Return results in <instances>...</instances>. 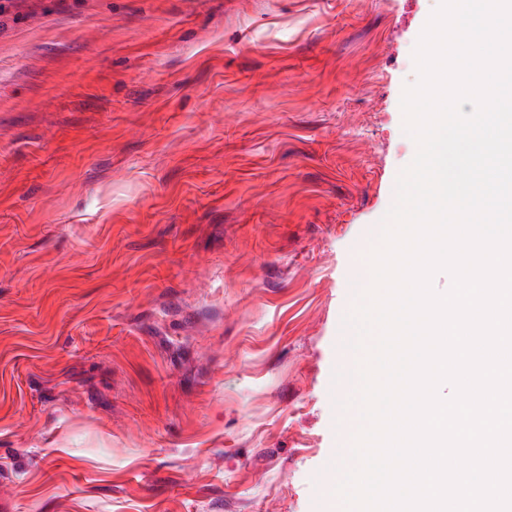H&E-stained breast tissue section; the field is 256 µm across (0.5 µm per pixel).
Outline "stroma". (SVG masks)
<instances>
[{
	"label": "stroma",
	"mask_w": 512,
	"mask_h": 512,
	"mask_svg": "<svg viewBox=\"0 0 512 512\" xmlns=\"http://www.w3.org/2000/svg\"><path fill=\"white\" fill-rule=\"evenodd\" d=\"M437 0H14L0 512H329L334 382Z\"/></svg>",
	"instance_id": "obj_1"
}]
</instances>
